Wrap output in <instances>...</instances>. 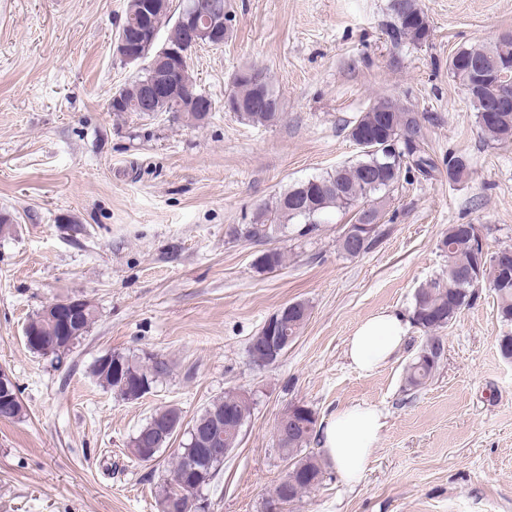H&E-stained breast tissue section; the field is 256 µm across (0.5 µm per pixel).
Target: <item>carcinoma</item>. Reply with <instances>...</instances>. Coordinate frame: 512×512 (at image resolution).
<instances>
[{
  "mask_svg": "<svg viewBox=\"0 0 512 512\" xmlns=\"http://www.w3.org/2000/svg\"><path fill=\"white\" fill-rule=\"evenodd\" d=\"M392 22L389 33L394 42L408 41L412 44L419 39L421 29L428 27V20L418 4V0H390ZM153 24L160 30L168 29V40L180 43L185 40V32L172 23V17L157 15ZM512 55V38L491 46L472 45L457 51L461 55L458 62H449V70L461 68L469 60L483 59L489 53ZM144 75H139L120 88L116 95L120 98V111L141 112L139 83ZM387 103L392 109L388 116L378 111L379 105ZM280 113L259 110L244 112L238 118L251 124H271ZM360 128L385 139L395 140L403 149L404 162L402 171L409 174L418 172L430 176L437 170V165L425 148L421 135V120L417 113L387 98L374 101L367 111L355 122ZM481 130L489 139L496 142L512 141V113L505 112L502 117L483 127ZM383 155L378 152L361 150L358 160L336 168L322 176L310 180L314 194L300 202L295 201L298 185L289 187L276 201L275 210L261 213L252 224L240 230L246 239L263 241L270 237L276 228L284 223L297 220L303 224L302 235L306 236L316 230L317 224L332 209L344 212L356 211L352 221L360 222L359 215L364 213L362 206L373 194L394 186L400 177L392 176L383 166ZM480 245L473 234L470 224H451L441 241V249L448 255V269L441 277L435 279L428 287L418 290L414 295L413 322L425 333V342L421 351L430 352L441 358L444 349L442 337L437 331L453 325L462 311L475 299V289L468 283L460 282L462 274L479 275L475 268V250ZM284 254L277 249H270L258 258L262 269H275L282 266ZM497 297L498 314L502 322L512 323V249L501 251L500 272L490 283ZM29 326L42 336L60 335L59 326L36 314L29 320ZM117 359L123 364V375L129 380L137 379L153 387L169 372V363L153 354L143 357L121 354ZM437 366L417 356L405 371V384L415 390L424 386L433 378ZM92 377L103 387L112 390L117 396L124 393L122 379L111 374L109 368L93 363ZM231 413L235 422L246 421L249 405L244 395L228 391L210 401V403L189 423L181 428L183 418L178 416L179 409L173 406L157 410L131 438L129 447L137 445L139 437L159 427L156 433L159 447L166 448L178 432H183L184 440L180 450L172 459L169 475L161 485L158 494L160 512H204L210 507L203 490L206 489L224 467L219 460L207 467L210 475L202 479L196 477L185 458L200 453V445L193 441L192 432H207L211 429L214 417ZM314 441V435L306 440H299L288 450V459L298 472L296 497L310 492L312 482H322L323 468L315 453L308 450Z\"/></svg>",
  "mask_w": 512,
  "mask_h": 512,
  "instance_id": "carcinoma-1",
  "label": "carcinoma"
}]
</instances>
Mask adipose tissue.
<instances>
[{
    "mask_svg": "<svg viewBox=\"0 0 512 512\" xmlns=\"http://www.w3.org/2000/svg\"><path fill=\"white\" fill-rule=\"evenodd\" d=\"M407 330L402 315L376 313L356 325L347 340L346 356L359 373L371 374L400 352ZM384 426V415L374 405L357 403L337 408L319 426L321 453L347 483L358 484Z\"/></svg>",
    "mask_w": 512,
    "mask_h": 512,
    "instance_id": "ef3b65f1",
    "label": "adipose tissue"
}]
</instances>
